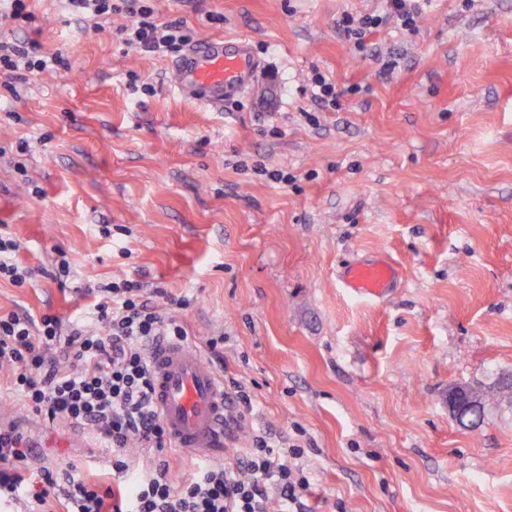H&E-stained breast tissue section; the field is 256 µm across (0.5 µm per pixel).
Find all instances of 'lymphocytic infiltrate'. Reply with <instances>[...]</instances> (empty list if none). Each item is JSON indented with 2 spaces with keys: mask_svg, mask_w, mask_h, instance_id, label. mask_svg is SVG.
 I'll list each match as a JSON object with an SVG mask.
<instances>
[{
  "mask_svg": "<svg viewBox=\"0 0 512 512\" xmlns=\"http://www.w3.org/2000/svg\"><path fill=\"white\" fill-rule=\"evenodd\" d=\"M383 2L382 14L343 17L348 40L362 45L367 31L390 21L415 28L422 0ZM65 10L89 21L126 15L119 40L138 52L165 55L191 41L180 24H155L144 0H65ZM67 67L62 53L44 52L37 42L0 40V70L15 80ZM90 293L93 303L69 322L53 314L35 320L0 313V368L10 370L11 387L27 409L87 428L112 454V480H88L74 467L32 469L23 434L1 426L0 503L23 498L28 512H305L302 448L281 447L261 434L236 467L200 463L190 479L175 480L146 347L188 333L157 304L166 288L126 278L98 283ZM135 447L150 450L145 463L135 462Z\"/></svg>",
  "mask_w": 512,
  "mask_h": 512,
  "instance_id": "lymphocytic-infiltrate-1",
  "label": "lymphocytic infiltrate"
}]
</instances>
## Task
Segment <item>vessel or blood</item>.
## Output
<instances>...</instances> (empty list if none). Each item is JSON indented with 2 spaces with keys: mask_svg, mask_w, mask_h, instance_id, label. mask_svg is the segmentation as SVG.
I'll return each mask as SVG.
<instances>
[{
  "mask_svg": "<svg viewBox=\"0 0 512 512\" xmlns=\"http://www.w3.org/2000/svg\"><path fill=\"white\" fill-rule=\"evenodd\" d=\"M252 64L244 46L224 47L203 41L190 47L176 64L172 80L193 93L207 108L223 103L225 94L250 77ZM397 271L387 261L349 266L344 278L363 296L376 297L390 288ZM153 399L169 438L185 454L211 460L223 456L235 415L224 380L193 344L162 339L150 349Z\"/></svg>",
  "mask_w": 512,
  "mask_h": 512,
  "instance_id": "b4317fda",
  "label": "vessel or blood"
}]
</instances>
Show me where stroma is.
Wrapping results in <instances>:
<instances>
[{
  "label": "stroma",
  "mask_w": 512,
  "mask_h": 512,
  "mask_svg": "<svg viewBox=\"0 0 512 512\" xmlns=\"http://www.w3.org/2000/svg\"><path fill=\"white\" fill-rule=\"evenodd\" d=\"M149 3L195 41H246L256 76L203 110L172 85L174 55L120 45L124 16L27 0L31 21L0 23L69 63L16 97L0 72V231L34 270L0 280V309L65 320L98 282L161 285L253 399L224 465L260 433L303 447L307 512H512V0H427L415 31L360 48L340 21L379 0ZM317 72L336 104L312 97ZM374 259L398 270L386 293L346 288L345 267ZM7 382L0 418L40 460L109 479L86 429L44 421ZM454 386L482 395L476 427L450 414Z\"/></svg>",
  "instance_id": "35a3bbf8"
}]
</instances>
